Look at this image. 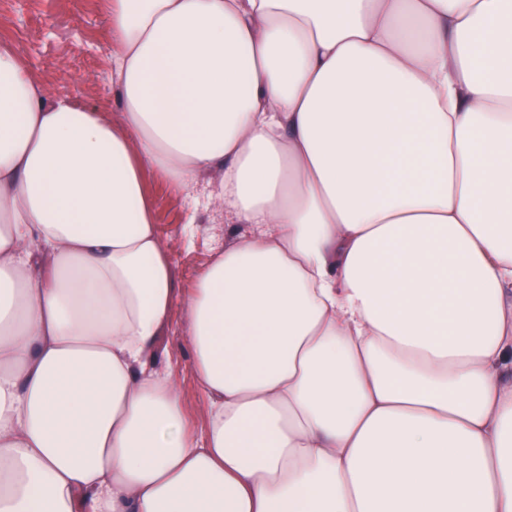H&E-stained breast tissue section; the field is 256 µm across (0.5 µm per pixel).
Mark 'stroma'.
<instances>
[{"label":"stroma","instance_id":"obj_1","mask_svg":"<svg viewBox=\"0 0 512 512\" xmlns=\"http://www.w3.org/2000/svg\"><path fill=\"white\" fill-rule=\"evenodd\" d=\"M104 0H0V43L51 92L71 93L82 103L119 122L112 85V54L105 38ZM164 247L175 262L176 286L189 294L195 274L207 264L226 236L236 233L213 201L219 175L181 193L158 175L146 176ZM157 363L172 368L184 405L195 422H203L206 403L197 391L189 345L182 328H174Z\"/></svg>","mask_w":512,"mask_h":512}]
</instances>
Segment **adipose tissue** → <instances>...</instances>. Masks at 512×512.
<instances>
[{
  "instance_id": "adipose-tissue-1",
  "label": "adipose tissue",
  "mask_w": 512,
  "mask_h": 512,
  "mask_svg": "<svg viewBox=\"0 0 512 512\" xmlns=\"http://www.w3.org/2000/svg\"><path fill=\"white\" fill-rule=\"evenodd\" d=\"M106 14L116 124L0 44V512H512V0ZM220 181L219 175H208L195 190L183 194L158 175L146 173L162 243L173 256L176 288L184 296L194 288L197 270L210 261L217 246H223L224 235L228 238L237 231L235 224H225L224 209L212 199ZM157 364L172 368L187 411L197 424H202L206 415V403L197 391L190 348L179 324L167 336L166 350L158 356Z\"/></svg>"
}]
</instances>
